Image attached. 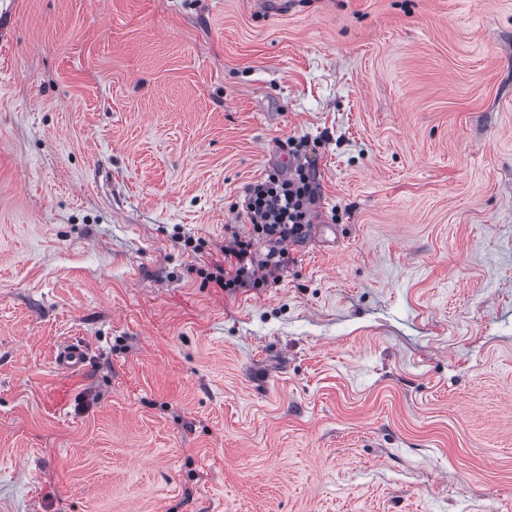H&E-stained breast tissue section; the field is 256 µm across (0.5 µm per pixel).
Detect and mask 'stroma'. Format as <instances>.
Here are the masks:
<instances>
[{
    "instance_id": "obj_1",
    "label": "stroma",
    "mask_w": 512,
    "mask_h": 512,
    "mask_svg": "<svg viewBox=\"0 0 512 512\" xmlns=\"http://www.w3.org/2000/svg\"><path fill=\"white\" fill-rule=\"evenodd\" d=\"M0 512H512V0H0ZM313 183L310 173L299 166L294 173L277 171L251 185L242 203L251 228L224 246V266L214 264L205 279L227 291L259 288L273 270L284 267L288 241L300 238L306 224H311L318 198ZM259 242L267 246L261 260L253 249ZM86 363V351L82 345L76 343H63L59 345L53 355L55 368L63 372H71L82 368Z\"/></svg>"
}]
</instances>
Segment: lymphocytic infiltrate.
I'll return each mask as SVG.
<instances>
[{
	"mask_svg": "<svg viewBox=\"0 0 512 512\" xmlns=\"http://www.w3.org/2000/svg\"><path fill=\"white\" fill-rule=\"evenodd\" d=\"M317 198L314 179L301 166L289 174L274 172L251 185L242 203L251 228L247 235L234 236L224 246V261L214 265L207 280L227 291L256 288L267 282L270 273L287 262L286 245L302 236ZM260 242L267 251L259 259L254 247Z\"/></svg>",
	"mask_w": 512,
	"mask_h": 512,
	"instance_id": "obj_1",
	"label": "lymphocytic infiltrate"
}]
</instances>
